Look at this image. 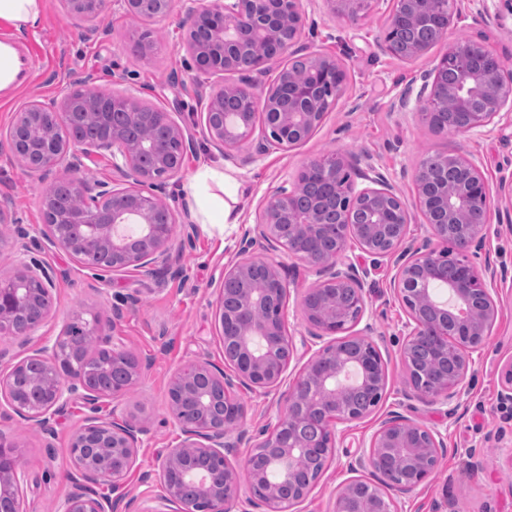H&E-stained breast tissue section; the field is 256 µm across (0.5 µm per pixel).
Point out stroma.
<instances>
[{
    "label": "stroma",
    "mask_w": 512,
    "mask_h": 512,
    "mask_svg": "<svg viewBox=\"0 0 512 512\" xmlns=\"http://www.w3.org/2000/svg\"><path fill=\"white\" fill-rule=\"evenodd\" d=\"M41 22L16 31L0 20V33H13L20 48L35 60L27 80L9 95L0 96V129L16 111L36 99L44 105L60 102L66 89L86 75L94 88L111 93H135L143 101L174 112L193 137L194 148L183 166L182 181L166 182L158 194L172 208L187 204L184 178L201 164H217L240 182L236 210L239 221L217 228L201 224L189 244L172 254L173 271L152 276L131 270L96 278L63 249L50 246L41 234L42 182L31 178L0 141V196L9 197L14 224H0V274L30 260L57 272L51 291V316L33 332L35 342L53 344L75 317L116 324L125 348L142 366L139 379L116 398H105L103 415H135L150 433L139 450L137 463L126 481V497L117 512H157L163 487L158 480H144L153 471L156 457L181 440V429L168 409V392L176 374L185 366L210 363L225 367L224 341L216 317L217 285L222 272L236 261L238 241L252 228L261 202L284 181L328 150L344 157L365 153L377 171L396 185L406 201L414 199L413 176L428 156L462 152L478 158L492 195L483 250L475 259L478 270L499 272V312L484 354L471 368V384L458 399L456 410L443 415L436 408L406 401L409 378L401 359L402 326L408 317L404 305L390 293L393 263L373 271L368 293L373 312L372 339L387 364L383 397L365 419L342 428L343 450L329 461L311 487L302 512H333L336 492L347 477L345 447L369 436L391 410L415 422L437 427L448 434L449 449L434 475L406 499L407 512H512V407L498 398V373L512 359V120L474 135H444L433 131L422 115L398 109L400 93L420 87L423 76L447 49L440 42L417 57L403 60L384 54L377 46L387 23L390 5L379 0L359 25L348 27L329 11L325 0H307L302 41L311 52L333 56L346 71L338 105L305 142L252 158L251 147H242L236 160L225 159L211 144L203 126L199 98L209 77L190 66L186 48L184 4L175 0L171 11L150 22L135 23L115 7L104 9L88 26L68 14L60 0H44ZM450 39L479 42L499 56L512 72V10L504 0H458ZM149 32L151 48L146 57L132 53L134 39ZM29 232L26 249L13 246L14 226ZM270 259L286 269L290 299L284 319L297 345V356L285 377L294 380L315 349L308 345V325L300 298L319 281L314 272L285 250L270 252ZM140 302L113 322L112 308L125 295ZM236 395L244 405L242 425L251 439L240 448L247 457L261 440V432L274 424L285 405V390L265 393L241 388ZM6 400L0 398V432L18 446V459L26 473L22 486L24 512H58L68 485L70 443L83 423L79 405H71L45 434L17 423Z\"/></svg>",
    "instance_id": "1"
}]
</instances>
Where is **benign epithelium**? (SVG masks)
<instances>
[{
    "label": "benign epithelium",
    "mask_w": 512,
    "mask_h": 512,
    "mask_svg": "<svg viewBox=\"0 0 512 512\" xmlns=\"http://www.w3.org/2000/svg\"><path fill=\"white\" fill-rule=\"evenodd\" d=\"M185 2L189 3L186 19L191 27L205 15L219 17L208 41L187 40L195 70L214 78L203 112L210 142L224 150L227 159L235 158V152L248 144L253 149L252 158L256 159L310 137L341 99L345 71L338 60L309 54L307 46L301 43L305 27L303 0H219L214 9L204 7L201 0ZM325 2L333 15L353 26L380 0ZM64 3L73 16L86 21L110 3L129 15L137 8V0H64ZM454 6L455 0H393V9L379 40L380 49L394 53L403 25L412 15L447 38ZM244 27L251 28L258 39L280 41V53L256 58L248 68H241L237 58L245 51L240 40ZM300 54L312 63L313 77L295 88L296 106L281 112L275 104L279 86L269 88L262 95L255 94L253 88L271 64ZM450 65L463 72V79L453 89L443 83ZM235 73L240 75L239 83L224 82V76ZM229 87L237 90L242 98L239 112L224 111V90ZM72 94L73 90H68L54 110L33 100L19 111L17 122L29 126L37 144L36 160L26 166L27 173L39 181L59 169L74 175L83 168L84 160L111 154L112 181L81 187L78 205L90 212L92 218L82 224L79 244L69 252L76 255L82 250L109 251L113 259L109 268L112 273L130 268L152 274L163 272L169 251L191 241L196 226L189 221L188 212L180 213L164 203L156 189L164 181L177 180L182 174L183 166H168V143L178 141L185 154L193 148L192 139L186 136L172 113L139 112V117L162 122L166 136L132 141L122 129L112 125L107 113L97 111V104L91 101L89 116L104 132L63 142L56 132L64 126ZM448 95L455 98L461 119L441 132L479 133L512 114V73L505 71L498 56L483 48L475 59H467L463 48L454 40L428 72L419 91L405 92L399 98V106L412 112L428 111ZM455 157L468 174L466 190L439 195L427 193L421 178L424 161L414 175L417 204L431 230V236L416 246L403 247L412 219L407 203L365 154L341 159L326 173L329 189L340 201L338 207L330 209L327 201L314 200L309 209L292 211L302 181L316 166L311 162L293 180L283 182L265 196L255 227L243 232L238 259L224 268L217 299L218 321L225 343L238 353L236 358L225 357L234 371L218 375L208 365H199L200 373L219 383L224 394H233L241 386L266 393L278 389L297 352L293 339L286 337L281 315L270 311L258 320L252 318V313L267 306L271 297H276L283 306L290 296L281 265L265 257L263 252L283 247L322 276L320 287L308 289L300 299L308 333L318 341L319 348L289 387L285 410L278 415L272 429L262 431L263 440L244 463L252 483L265 484L264 497L260 499L265 512H291L306 500L311 488L309 484H298L296 475L305 467L314 448L298 444L291 424L307 417L316 420L324 438L320 451L326 457L332 456L337 448V425L358 421L374 410L372 406L357 407L355 396L370 391L382 397L386 367L370 337L372 324H364L362 320L367 312L372 270L394 254H399V259L392 280L393 294L409 311L402 354H407L416 337L430 330L437 340L447 342L448 309L468 310L458 327L465 330L470 341L455 353L453 372L429 383L424 370L405 363L411 381L406 399L444 406L470 385L468 373L474 357L484 352L497 314L495 279L481 274L471 261L483 249L492 200L479 164L465 155L457 153ZM350 168L359 171L362 183L349 179ZM359 207L367 208L369 218L364 224L353 220V213ZM330 211L338 215L341 240L332 253L315 257L309 251L307 235L325 223ZM449 223L462 225V232L454 239L458 274L453 280L448 279L443 265L447 249L432 247L434 238L448 242ZM352 240L371 258L370 265L347 254V243ZM54 277L55 271L35 262H23L12 275L0 276V335L20 339L25 352L7 371H0V396L8 402L19 423L42 432L49 431L50 421L70 404L82 405L84 423L72 440V470L67 474L70 490L60 512H111L108 503L93 496L91 485L106 482L112 492H121L137 462L143 437L150 429L131 417H102L101 401L105 393L75 375L60 371L49 375L41 383L47 398L36 406L16 400L9 388L12 375L30 362L57 365L62 340L51 346L31 344L32 330L50 315L49 306L42 302L50 300ZM229 277L257 278L255 288L240 299L239 322L231 325L224 322V280ZM439 285L448 288V300L438 297ZM20 307L37 311L39 318L33 323L17 322L14 313ZM351 328L355 329L353 334L345 338L336 336ZM91 335L112 357H129L122 339L104 335L101 325H96ZM502 378L500 399L512 403V360L505 364ZM185 397L196 402L199 412L196 422L185 423L178 418L180 401ZM168 404L181 427L182 440L160 455L154 469L166 492L164 500L177 506V512H198L196 502L200 500L210 504L207 512H233L240 498L238 448L247 441V431L241 425L242 413L235 410L230 420L211 423L209 389L193 378L174 379ZM446 451L447 438L437 428L419 425L401 412L387 414L368 440L359 442L353 451L345 450L349 458L347 470L352 477L337 492L336 512H405L402 497L429 479ZM393 459H401L408 466L406 474L394 484L380 487L357 475L367 468L377 475ZM25 480L15 449L0 436V512H15L18 492Z\"/></svg>",
    "instance_id": "benign-epithelium-1"
}]
</instances>
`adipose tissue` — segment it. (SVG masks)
Listing matches in <instances>:
<instances>
[{"label":"adipose tissue","instance_id":"1","mask_svg":"<svg viewBox=\"0 0 512 512\" xmlns=\"http://www.w3.org/2000/svg\"><path fill=\"white\" fill-rule=\"evenodd\" d=\"M238 188L236 179L223 168L204 165L192 175L185 190L196 205L198 222L221 227L239 219L234 210Z\"/></svg>","mask_w":512,"mask_h":512}]
</instances>
